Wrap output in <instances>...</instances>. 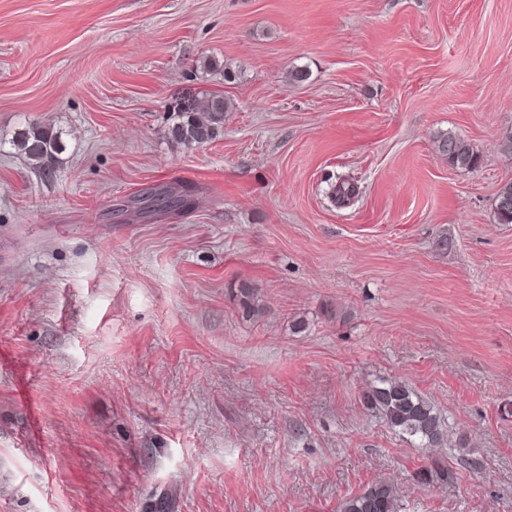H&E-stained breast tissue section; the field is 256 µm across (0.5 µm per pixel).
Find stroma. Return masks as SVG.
I'll return each instance as SVG.
<instances>
[{"label":"stroma","mask_w":512,"mask_h":512,"mask_svg":"<svg viewBox=\"0 0 512 512\" xmlns=\"http://www.w3.org/2000/svg\"><path fill=\"white\" fill-rule=\"evenodd\" d=\"M215 92L216 138L171 142ZM510 131L512 0H0V512H336L378 480L512 512ZM383 380L446 445L364 406ZM13 145L31 162L34 168L51 175L59 162L62 142L59 132L42 125H30L18 133ZM437 150L448 161V165L455 169L473 170L480 164L479 155L466 141L456 136L440 138ZM504 201L507 205L502 204ZM494 204L498 223L512 224V182H506L499 187ZM173 193L174 191L172 190L148 191L136 199L135 203L136 205H139L137 208L140 211L150 208H153V211L156 210L155 208H157V210L171 208L172 204L174 203V200L171 196ZM363 400L395 431L430 447L445 443V429L434 406L407 384L394 380L371 386Z\"/></svg>","instance_id":"obj_1"}]
</instances>
